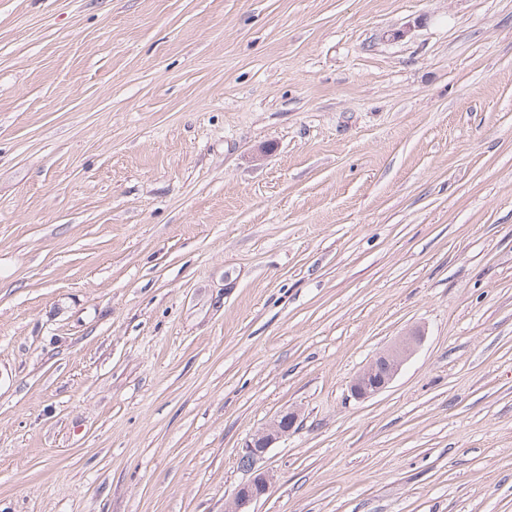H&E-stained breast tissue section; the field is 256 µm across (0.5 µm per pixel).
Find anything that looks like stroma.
<instances>
[{
  "instance_id": "stroma-1",
  "label": "stroma",
  "mask_w": 512,
  "mask_h": 512,
  "mask_svg": "<svg viewBox=\"0 0 512 512\" xmlns=\"http://www.w3.org/2000/svg\"><path fill=\"white\" fill-rule=\"evenodd\" d=\"M286 411L253 512H512V0H0V512H224ZM417 333L403 336L381 352L352 380L350 393L357 400H367L385 390L414 354L421 342ZM296 422V412L281 413L271 424L254 433L245 443L239 457V467L249 475V478L239 486L225 511L251 512L248 510L249 505L268 493L273 476L256 468V464L274 443L288 434Z\"/></svg>"
}]
</instances>
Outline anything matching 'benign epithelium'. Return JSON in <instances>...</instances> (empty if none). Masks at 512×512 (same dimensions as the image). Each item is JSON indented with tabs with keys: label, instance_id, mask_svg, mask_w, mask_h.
<instances>
[{
	"label": "benign epithelium",
	"instance_id": "7a95c632",
	"mask_svg": "<svg viewBox=\"0 0 512 512\" xmlns=\"http://www.w3.org/2000/svg\"><path fill=\"white\" fill-rule=\"evenodd\" d=\"M420 342L421 336L412 333L381 352L352 380V397L367 400L385 390L414 354ZM296 422V412H284L267 427L254 433L245 443L239 457V467L249 478L239 486L234 498L225 507V512H249V505L268 493L273 476L257 468L256 464L274 443L288 434Z\"/></svg>",
	"mask_w": 512,
	"mask_h": 512
}]
</instances>
